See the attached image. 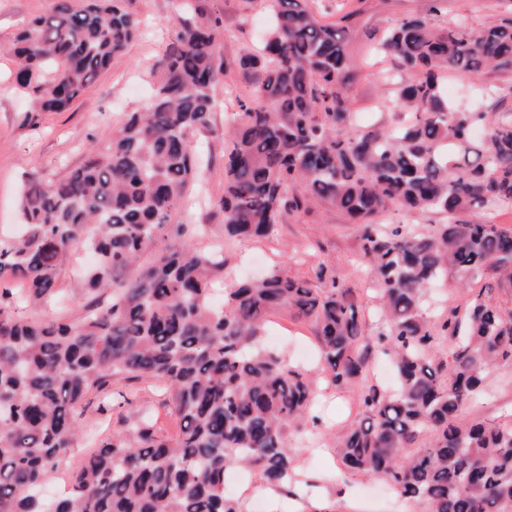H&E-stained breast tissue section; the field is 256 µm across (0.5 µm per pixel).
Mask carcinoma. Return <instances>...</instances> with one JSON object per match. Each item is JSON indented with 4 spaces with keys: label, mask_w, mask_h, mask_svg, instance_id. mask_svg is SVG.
I'll use <instances>...</instances> for the list:
<instances>
[{
    "label": "carcinoma",
    "mask_w": 512,
    "mask_h": 512,
    "mask_svg": "<svg viewBox=\"0 0 512 512\" xmlns=\"http://www.w3.org/2000/svg\"><path fill=\"white\" fill-rule=\"evenodd\" d=\"M391 21L370 47L415 78L396 89L403 119L357 126L346 42L353 15L325 22L305 0H267L270 26L238 65L255 82L224 152V238H267L294 214L337 210L358 225L361 258L378 284L380 319L363 320L353 289L332 265L315 281L277 265L224 293V249L195 248L177 214L201 185L195 135L210 128L212 91L224 81L220 16L195 0L168 27L155 62L160 81L127 114L105 150L64 179L30 174L22 224L0 234V512H241L224 490L230 468L271 487L289 482L291 438L317 428L315 380L362 385L360 418L336 434L352 475L383 480L427 512H512V423L465 421L494 369L512 365V306L482 288L464 308L433 316L427 290L452 273L491 274L512 290V227L467 219L512 204V113L474 112L448 100L446 71L512 69V13L473 28L460 18ZM134 0H54L14 37L15 79L34 112H63L141 35ZM448 216L428 232L386 224L393 206ZM82 316L26 317L59 303L77 248ZM148 261H143L144 255ZM310 325L318 369L291 365L263 344L270 317ZM448 345L446 359L435 352ZM391 363L390 387L367 382ZM154 380L181 427L175 436L137 411L127 433L100 440L52 507L38 491L80 440L78 420L116 382Z\"/></svg>",
    "instance_id": "cac0c4a2"
}]
</instances>
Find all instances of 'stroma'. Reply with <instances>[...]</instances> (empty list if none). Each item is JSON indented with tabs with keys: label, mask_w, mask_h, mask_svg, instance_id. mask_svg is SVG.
<instances>
[{
	"label": "stroma",
	"mask_w": 512,
	"mask_h": 512,
	"mask_svg": "<svg viewBox=\"0 0 512 512\" xmlns=\"http://www.w3.org/2000/svg\"><path fill=\"white\" fill-rule=\"evenodd\" d=\"M324 21L332 22L344 13L354 15L357 33L347 47V63L357 75L353 90L355 107L371 122L388 123L395 119V94L381 79L390 69L387 59L368 56L367 36L381 33L395 18L406 14H427L431 0H321ZM205 13L221 16L224 35L221 53L229 65L223 84L216 87L214 123L198 141L209 167L205 186L211 197L224 191V124L229 114L238 111V98L252 92L250 80L243 77L236 58L254 48L262 35L267 18L265 0H197ZM53 0H0V41L34 16L48 13ZM177 0H135L134 9L146 24L147 32L129 49L112 60L95 82L64 112L33 113L25 95L12 82L13 61L0 57V230L19 223L20 188L26 175L38 170L56 178L67 177L85 161L88 150L104 149L126 113L143 109L158 77L153 69L167 43V26L175 17ZM512 9V0H444L442 21L466 16L470 25L479 27L495 22ZM444 84L456 88L455 103L479 108L476 89L495 86L505 111L512 112V70L479 77L448 74ZM181 223L200 225L194 244L207 249L224 246V271L232 276L259 277L273 263L279 262L290 276L313 279L319 261H328L348 287L354 288L369 325L377 323L379 302L371 276L359 256L356 225L346 223L336 210L317 207L295 215L279 225L275 236L257 240L226 241L222 231L223 215L207 209L182 213ZM277 339L276 347L291 364L302 365V344L310 342V331L295 323L288 314L273 315L268 329ZM490 398L464 406L462 419L476 416L500 419L504 407L512 408V365L497 368L490 376ZM128 390L125 383L114 384L111 412L102 414L89 405L81 419L87 437L100 433H120L129 427L128 407L120 403ZM358 389L339 391L321 385L317 414L319 443L311 446L298 440L292 448L296 474L291 494L271 498L258 476L241 477L229 471L227 482L233 487L245 512H424L416 502L399 503L388 485L358 476L338 473L333 442L338 431L356 418Z\"/></svg>",
	"instance_id": "stroma-1"
}]
</instances>
